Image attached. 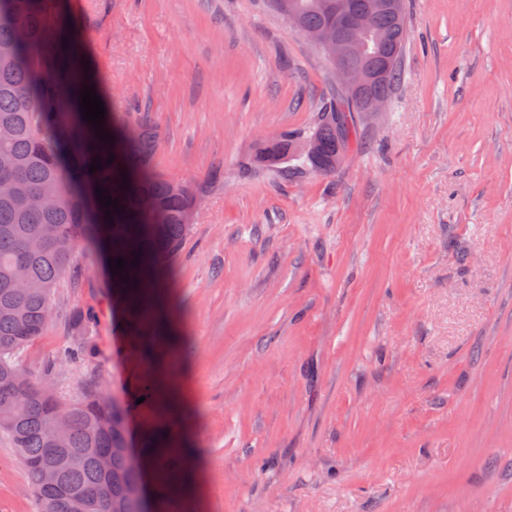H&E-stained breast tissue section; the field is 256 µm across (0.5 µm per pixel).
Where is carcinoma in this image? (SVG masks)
<instances>
[{"instance_id": "obj_1", "label": "carcinoma", "mask_w": 512, "mask_h": 512, "mask_svg": "<svg viewBox=\"0 0 512 512\" xmlns=\"http://www.w3.org/2000/svg\"><path fill=\"white\" fill-rule=\"evenodd\" d=\"M292 2L304 28L336 23L343 40L365 46L363 54L347 55L349 65L367 61L382 69L391 63L359 99L345 95L320 108L309 134L318 144L315 154L295 152L303 136L288 131L259 145L253 156L259 167L285 165L290 174L328 175L357 141L354 113L363 111L373 96L391 99L401 79L405 0H399L396 15L379 9L378 0H344L347 14L374 15V28L384 33L382 41L336 21V0ZM70 19L66 0H0V129L8 130L0 137V431L13 441L37 512H147L146 501L132 492L136 471L116 453L128 447V411L93 388L78 399L62 401L49 381L52 370L34 381L21 365L23 353L52 316L56 284L68 271L81 239L110 251L114 260H126L122 274L115 276L124 285L137 265L160 267L178 251L190 224L188 210L197 204L190 185L153 173L159 135L148 113L112 122L125 133L118 148L100 139L82 112L72 110L70 101L93 84L94 76L86 75L83 86L72 82L81 59L75 50L78 31L68 24ZM117 148L126 172L122 184L114 181L115 167L107 164ZM96 159L101 168L92 172L90 164ZM19 186L31 198L24 210L3 193L6 187ZM98 187L117 206L103 207ZM89 321L84 310L71 315L75 341L57 364L93 360V344L82 336ZM133 341L147 362L165 337L135 336ZM135 391L163 411L153 377L138 378ZM143 435L141 458L150 473L149 486L170 492L177 480L179 449L159 420L146 422ZM104 456L112 457L108 472L99 465ZM47 471L55 472L54 482L44 481Z\"/></svg>"}]
</instances>
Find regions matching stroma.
I'll return each instance as SVG.
<instances>
[{
    "mask_svg": "<svg viewBox=\"0 0 512 512\" xmlns=\"http://www.w3.org/2000/svg\"><path fill=\"white\" fill-rule=\"evenodd\" d=\"M403 76L328 176L244 164L343 88L267 0H72L113 111L198 197L164 270L199 453L191 512H512V0H406ZM80 242L24 368L91 312L66 400L130 403L146 365ZM0 432V512H35Z\"/></svg>",
    "mask_w": 512,
    "mask_h": 512,
    "instance_id": "stroma-1",
    "label": "stroma"
}]
</instances>
